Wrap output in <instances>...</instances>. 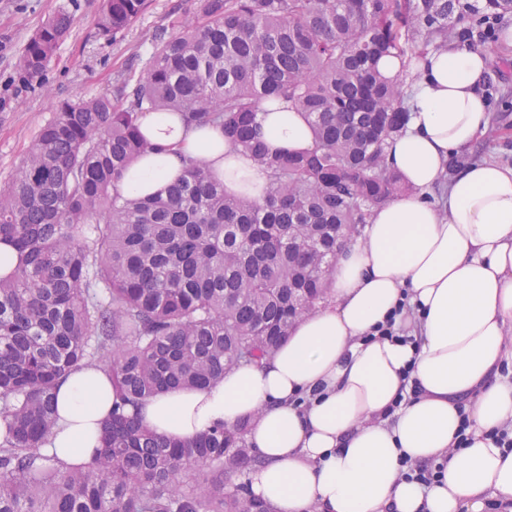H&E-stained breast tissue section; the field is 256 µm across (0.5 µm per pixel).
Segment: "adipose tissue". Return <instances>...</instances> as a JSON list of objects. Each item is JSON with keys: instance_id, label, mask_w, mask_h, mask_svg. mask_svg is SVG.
Instances as JSON below:
<instances>
[{"instance_id": "obj_1", "label": "adipose tissue", "mask_w": 512, "mask_h": 512, "mask_svg": "<svg viewBox=\"0 0 512 512\" xmlns=\"http://www.w3.org/2000/svg\"><path fill=\"white\" fill-rule=\"evenodd\" d=\"M487 54L452 42L420 60L405 128L387 145L410 193L374 208L330 278V301L306 313L260 365L218 382L142 401L143 425L189 440L219 426L248 425L262 462L251 490L271 512H486L489 496L512 503V450L495 430L512 426V168L493 161L447 174L448 160L489 122ZM257 121L271 152L313 146L304 113L278 101ZM151 144L124 172L130 198L164 194L187 159L225 191L262 199L268 180L221 128L149 112ZM446 182L438 203L431 190ZM416 307L411 342L376 335L400 298ZM57 423L44 450L66 466L93 455L117 400L107 372L87 365L56 387ZM309 405H298L301 397ZM468 414V444L440 482L402 478L399 459L437 460Z\"/></svg>"}]
</instances>
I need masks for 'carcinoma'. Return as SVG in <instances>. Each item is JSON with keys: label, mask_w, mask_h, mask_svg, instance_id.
<instances>
[{"label": "carcinoma", "mask_w": 512, "mask_h": 512, "mask_svg": "<svg viewBox=\"0 0 512 512\" xmlns=\"http://www.w3.org/2000/svg\"><path fill=\"white\" fill-rule=\"evenodd\" d=\"M144 6L103 0L99 35ZM510 16L512 0H199L138 77L59 103L0 188V243L20 255L0 274V512H270L241 481L259 463L246 426L167 440L128 406L259 362L325 302L336 225L408 191L386 145L405 126L414 65L460 29L494 39ZM69 29L65 10L43 23L20 78L41 77ZM385 56L401 60L394 80ZM277 99L307 117L310 151L270 155L255 137L260 102ZM146 112L222 128L267 173L263 200L224 193L191 158L165 195L122 196L149 148ZM89 364L118 401L92 459L65 467L41 448L58 380Z\"/></svg>", "instance_id": "obj_1"}]
</instances>
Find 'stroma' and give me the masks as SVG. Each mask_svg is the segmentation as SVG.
Masks as SVG:
<instances>
[{
    "instance_id": "35a3bbf8",
    "label": "stroma",
    "mask_w": 512,
    "mask_h": 512,
    "mask_svg": "<svg viewBox=\"0 0 512 512\" xmlns=\"http://www.w3.org/2000/svg\"><path fill=\"white\" fill-rule=\"evenodd\" d=\"M198 0H147L138 19L111 41L97 34L102 0H0V186L14 174L38 130L64 100L115 91L121 79L142 71L154 50V35L173 22L195 18ZM72 18L41 80L26 84L15 62L37 28L59 10ZM473 45L491 58L485 94L490 108L487 131L450 162L457 168L490 160L512 166V48L502 41Z\"/></svg>"
}]
</instances>
